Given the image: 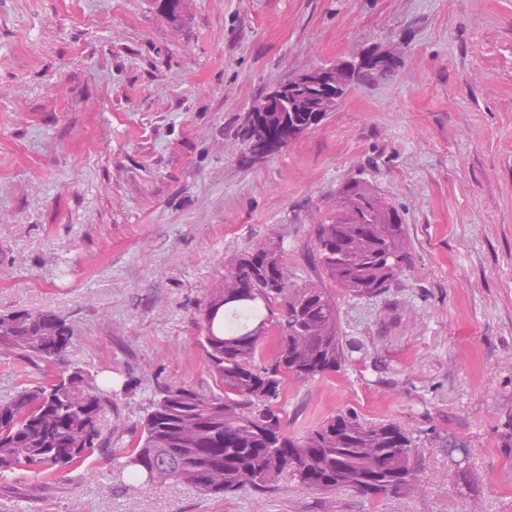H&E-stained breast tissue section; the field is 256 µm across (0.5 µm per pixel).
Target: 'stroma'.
<instances>
[{
    "mask_svg": "<svg viewBox=\"0 0 512 512\" xmlns=\"http://www.w3.org/2000/svg\"><path fill=\"white\" fill-rule=\"evenodd\" d=\"M371 53L392 77L248 155L277 79ZM355 178L397 208L410 266L338 294L342 367L288 379L274 409L290 436L348 412L406 426L420 489L210 496L95 457L0 478V512H512V0H186L175 20L159 0H0V314L76 328L52 362L0 352V399L76 363L111 377L113 456L155 384L215 390L199 336L230 259L274 236L291 284L323 282L313 226Z\"/></svg>",
    "mask_w": 512,
    "mask_h": 512,
    "instance_id": "stroma-1",
    "label": "stroma"
}]
</instances>
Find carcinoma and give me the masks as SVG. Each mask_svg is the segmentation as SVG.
<instances>
[{
    "mask_svg": "<svg viewBox=\"0 0 512 512\" xmlns=\"http://www.w3.org/2000/svg\"><path fill=\"white\" fill-rule=\"evenodd\" d=\"M396 64L363 68L362 80L388 79ZM309 114L278 112L266 119L267 151L282 146V129L307 123ZM332 208L315 225L316 254L330 286L288 283L279 243L237 256L208 297L200 339L218 391L201 393L156 385L135 445L120 467L148 488L187 483L209 495L249 487L262 492L280 480L307 489L351 490L363 496L417 488L421 458L409 431L397 422L367 423L351 414L332 416L300 436L281 431L272 409L285 379L334 372L344 360L336 292L373 297L396 284L409 264L411 244L398 210L370 184L355 179L337 191ZM257 301L224 298L241 292ZM224 312V329L215 319ZM278 336L268 364L259 360L264 337ZM75 329L52 312L0 316V349L43 361L71 352ZM112 387L93 384L80 367L0 401V476L19 467L64 471L112 447L113 426L100 417L112 409Z\"/></svg>",
    "mask_w": 512,
    "mask_h": 512,
    "instance_id": "carcinoma-1",
    "label": "carcinoma"
}]
</instances>
